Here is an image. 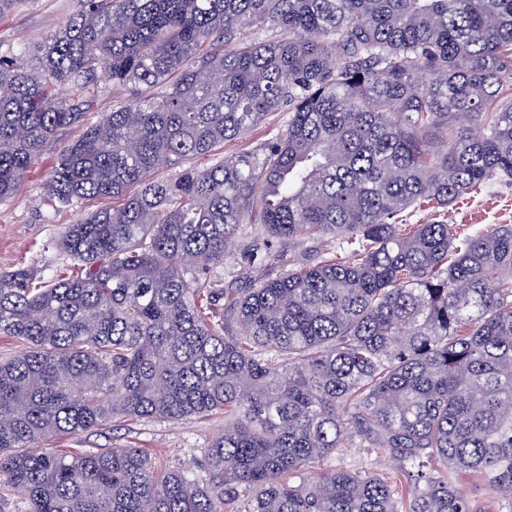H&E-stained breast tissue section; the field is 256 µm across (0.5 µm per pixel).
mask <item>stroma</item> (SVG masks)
I'll use <instances>...</instances> for the list:
<instances>
[{
  "mask_svg": "<svg viewBox=\"0 0 512 512\" xmlns=\"http://www.w3.org/2000/svg\"><path fill=\"white\" fill-rule=\"evenodd\" d=\"M76 9V0H23L20 8L0 18V44L35 47L62 28ZM127 92L115 86L91 99L81 121L61 129L42 149L37 164L22 179L14 194L0 201V270H25L30 276L48 281L70 266L60 245L66 225L74 223L80 211L56 208L46 196L44 183L62 150L78 140L86 125L99 121ZM441 220L454 225L458 235L469 237L502 224L512 225V183L489 181L442 211L421 204L406 218L423 224ZM263 228L240 225L229 245L223 266L210 271L214 287H234L243 271L251 266L277 276L314 259L336 254L338 245L329 239L294 240L276 244L274 259L252 257L247 247ZM224 420L223 414L191 416L177 422L163 419H119L111 426L74 437L50 440L53 448L97 452L115 448H144L154 457L157 472L176 467L195 468L201 450L207 447Z\"/></svg>",
  "mask_w": 512,
  "mask_h": 512,
  "instance_id": "obj_1",
  "label": "stroma"
}]
</instances>
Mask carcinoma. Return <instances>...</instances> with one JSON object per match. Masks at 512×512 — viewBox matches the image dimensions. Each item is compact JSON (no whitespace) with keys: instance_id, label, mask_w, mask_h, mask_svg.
<instances>
[{"instance_id":"obj_1","label":"carcinoma","mask_w":512,"mask_h":512,"mask_svg":"<svg viewBox=\"0 0 512 512\" xmlns=\"http://www.w3.org/2000/svg\"><path fill=\"white\" fill-rule=\"evenodd\" d=\"M128 97L52 167L71 273H0V482L23 512H473L512 494V225L401 224L512 180V0H77L35 49L0 50V200L80 120L56 93ZM260 147L188 159L246 137ZM182 168L168 181L156 173ZM255 244L334 257L219 291ZM224 413L205 479L140 448L43 447L116 419ZM375 448L396 480L330 464ZM287 125V114H284V112L274 113L245 139L224 143V156L235 155L242 151L253 149L261 143L269 142L277 135L285 132ZM263 231L261 224H242L239 226L234 241L229 245L224 257V265L214 268L208 273L214 288H235L243 271L249 266L260 268L265 274L275 277L288 268H294L311 261L340 253L338 244L331 239L294 240L275 243L273 253L277 256L264 263L259 253L253 258L247 246ZM460 484L469 494L474 512H509L505 496L481 478L463 474L460 476Z\"/></svg>"}]
</instances>
